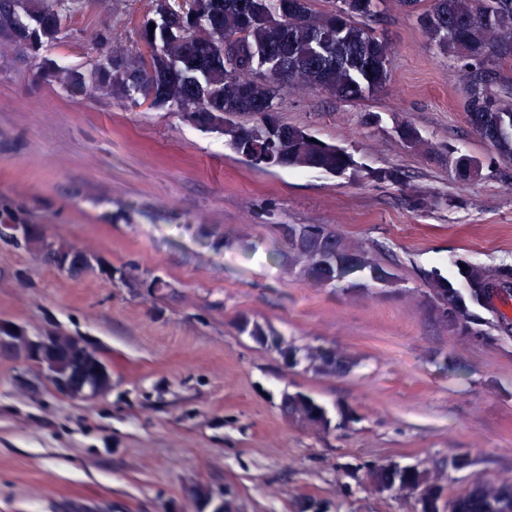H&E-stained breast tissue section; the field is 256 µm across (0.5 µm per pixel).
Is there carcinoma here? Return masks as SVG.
I'll return each instance as SVG.
<instances>
[{
  "mask_svg": "<svg viewBox=\"0 0 512 512\" xmlns=\"http://www.w3.org/2000/svg\"><path fill=\"white\" fill-rule=\"evenodd\" d=\"M56 10L43 22L47 0H0V35L37 51L45 43L62 39L65 21L78 13L83 0H54ZM315 0H152L153 16L134 28L135 43L153 48L150 69L141 67L137 55L120 47L113 50L110 30L97 34V56L85 71L57 70L44 63L47 75L71 96L93 89L112 98L129 100L152 95L151 108L174 109L197 128L224 126V144L256 167L317 170L330 175L356 168L343 148L316 138L303 126L280 119L279 107L288 90L325 92L354 102L381 91L387 84L392 48L374 33L369 21L378 13L380 0H329L316 10ZM400 0L402 6L442 54L455 60L463 72L464 112L474 133L512 163V109H505L494 89L512 95L505 65L512 62V0ZM154 29H149V24ZM240 114L253 117L245 125ZM317 142H312V139ZM442 164L457 180L467 181L482 172L481 162L450 149ZM0 242L36 253L52 267L70 258L71 272L102 268L94 255L76 254L71 244L49 238L40 229L22 242L1 236ZM288 243L296 251L302 272L326 284L365 272L385 287L397 283V275L366 253L343 244L335 232L316 224L292 229ZM512 278V269L491 274L471 270L470 295L483 302L491 282ZM432 290L453 305H440L449 322L468 328L462 294L450 281L425 277ZM243 332L278 352L295 351L276 338L263 335L255 325L240 326ZM28 334H12L6 356L28 357ZM42 361L57 378L80 382L70 397L85 398L91 390L100 397L112 386V372L101 369L104 360L95 350L57 335L42 351ZM512 506V487H496L476 478L469 488L450 501L451 512H505Z\"/></svg>",
  "mask_w": 512,
  "mask_h": 512,
  "instance_id": "obj_1",
  "label": "carcinoma"
}]
</instances>
